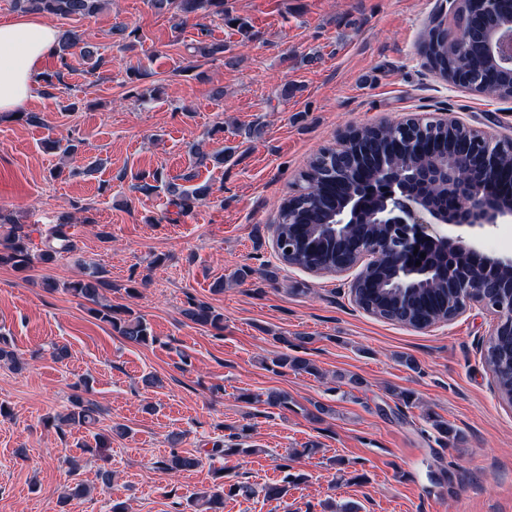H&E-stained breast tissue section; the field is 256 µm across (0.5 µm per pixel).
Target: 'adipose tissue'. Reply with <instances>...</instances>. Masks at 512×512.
I'll list each match as a JSON object with an SVG mask.
<instances>
[{
    "mask_svg": "<svg viewBox=\"0 0 512 512\" xmlns=\"http://www.w3.org/2000/svg\"><path fill=\"white\" fill-rule=\"evenodd\" d=\"M57 42L56 27L35 14L0 24V113L26 106L39 65L54 53Z\"/></svg>",
    "mask_w": 512,
    "mask_h": 512,
    "instance_id": "1",
    "label": "adipose tissue"
}]
</instances>
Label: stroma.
<instances>
[{"label":"stroma","mask_w":512,"mask_h":512,"mask_svg":"<svg viewBox=\"0 0 512 512\" xmlns=\"http://www.w3.org/2000/svg\"><path fill=\"white\" fill-rule=\"evenodd\" d=\"M240 25L212 15L186 20L153 0H108L96 15L54 18L97 48L53 89L26 104L41 125L0 119V211L41 234L66 225L73 253L30 269L0 267V336L28 358L0 362V512H195L190 499L223 469L224 512H326L328 499L359 512H512V406L499 398L485 357L496 317L474 306L418 331L375 318L354 302L355 271L315 274L277 257L278 202L296 192L310 159L347 128L409 117L452 118L512 136V100L442 80L421 50L423 32L454 36L445 0H224ZM225 60L196 56L200 38ZM143 77L129 84L127 73ZM223 90L216 98L214 90ZM71 139L74 154L45 151ZM227 149L223 166L199 164ZM161 172L151 191L140 173ZM210 184L181 214L169 185ZM103 267L113 303L145 318L157 341L134 345L62 290L81 265ZM242 267L251 277L236 281ZM58 284L46 290L43 278ZM136 296H128V289ZM224 316L223 331L188 319V300ZM301 336L313 376L270 370L281 337ZM69 351L59 361L55 348ZM89 383L112 438L111 488L81 446L45 417ZM287 392L289 408L259 402ZM443 421L455 441L433 426ZM180 451L219 443L228 453L171 478L156 468ZM83 457L79 471L67 460ZM288 471H281V464ZM295 480L281 499L265 484ZM80 479L85 499L61 503Z\"/></svg>","instance_id":"35a3bbf8"}]
</instances>
